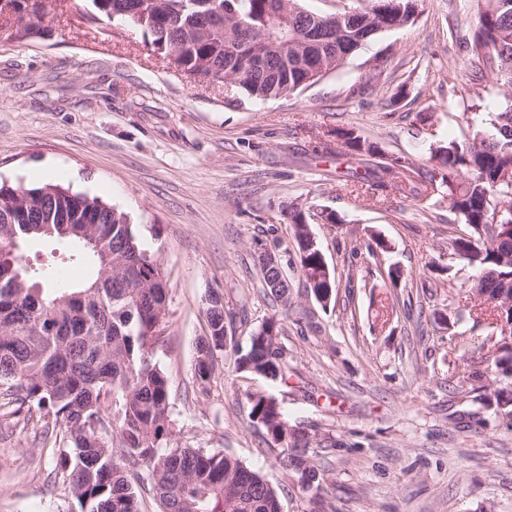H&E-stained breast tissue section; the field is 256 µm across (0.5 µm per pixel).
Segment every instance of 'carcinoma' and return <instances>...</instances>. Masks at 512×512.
Instances as JSON below:
<instances>
[{
	"instance_id": "obj_1",
	"label": "carcinoma",
	"mask_w": 512,
	"mask_h": 512,
	"mask_svg": "<svg viewBox=\"0 0 512 512\" xmlns=\"http://www.w3.org/2000/svg\"><path fill=\"white\" fill-rule=\"evenodd\" d=\"M343 18L306 10L302 0H92L96 12H130L126 20L151 37L178 72L229 75L252 100L306 88L341 67L376 36L415 20L418 0H355ZM232 4L240 20L224 17ZM503 90L493 113L494 133L475 127L466 144L433 148L439 179L413 182L415 197H448L468 238L451 235L455 253L475 271L476 295L491 303L512 283V239L482 238L486 209L503 207L512 224V0H480L468 46ZM375 172L405 174L414 162L389 155L349 129L336 132ZM303 277L322 263L305 232L304 213L284 208ZM34 239L76 246L66 259L87 263L93 276L70 285L22 263L11 249ZM335 276L309 286L322 302L336 295ZM167 288L161 263L144 248L124 211L99 197L58 183L26 188L0 185V382L7 385L3 416L55 433L61 469L80 512H140L138 490L158 497L163 512H281L277 489L259 472L219 448L172 443L168 380L154 360L166 321ZM224 296L207 299V333L197 346L196 377L205 382L227 347ZM281 322L271 318L233 348L241 373L281 386L292 377ZM512 378V357H494L468 379L486 389ZM251 423L279 449L276 461L304 490L321 491L325 470L315 461L318 434L291 425L276 396L248 394Z\"/></svg>"
}]
</instances>
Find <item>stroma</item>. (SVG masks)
<instances>
[{
	"label": "stroma",
	"mask_w": 512,
	"mask_h": 512,
	"mask_svg": "<svg viewBox=\"0 0 512 512\" xmlns=\"http://www.w3.org/2000/svg\"><path fill=\"white\" fill-rule=\"evenodd\" d=\"M476 8L419 0L412 24L318 83L262 101L170 69L142 28L94 15L90 0H47L43 32L24 41L0 23V183L35 187L51 169L72 192L130 216L166 274L156 359L175 441L262 469L283 512H512V415L475 402L464 381L483 366L487 330L441 320L469 294L470 268L448 254L456 216L440 196L405 195L394 176L375 188L336 140L354 130L428 174L434 143H463L488 125L503 96L467 61ZM292 204L336 277L335 303L321 308L291 271L296 310L311 323H283L290 384L237 371L228 351L199 385L209 291L223 293L242 345L279 313L258 259L288 261L282 210ZM330 211L336 223L324 221ZM375 237L387 251L354 255ZM250 392L276 395L290 424L323 437V503L284 479L248 419ZM57 454L39 426L0 428V512H66Z\"/></svg>",
	"instance_id": "stroma-1"
}]
</instances>
